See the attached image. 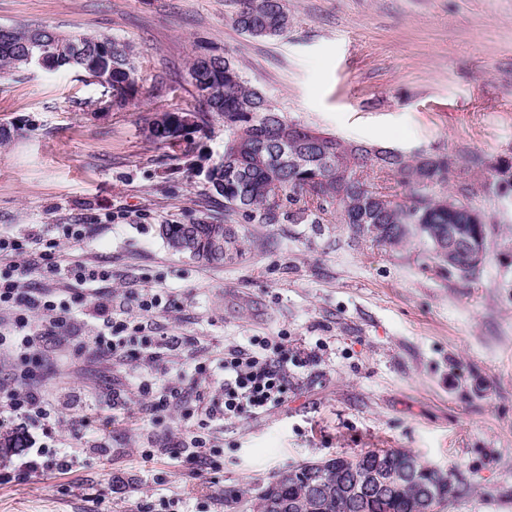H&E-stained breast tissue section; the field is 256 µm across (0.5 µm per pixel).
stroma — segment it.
<instances>
[{"instance_id": "1", "label": "stroma", "mask_w": 512, "mask_h": 512, "mask_svg": "<svg viewBox=\"0 0 512 512\" xmlns=\"http://www.w3.org/2000/svg\"><path fill=\"white\" fill-rule=\"evenodd\" d=\"M291 29L258 39L232 24L233 0H0V24L43 25L129 42L136 104L111 107L91 77L28 69L0 76V234L34 224H89L60 258L106 269L113 301L171 289L153 321L206 361L239 336L288 332L323 344L299 369L287 406L227 428L152 411L134 377L204 397L216 381L183 353L147 366L74 354L48 336L32 386L59 410L55 433L18 415L0 423V473L39 459L41 472L0 483V512H250L277 472L310 460L400 448L452 470L460 492L439 512H512V197L477 193L495 231L479 269L436 267L423 245L350 242L335 224H241L237 262L173 252L159 229L220 220L224 199L203 169L224 153V124L184 156L144 134L153 113L191 103L190 62L230 54L246 80L292 121L347 140L478 157L472 178L512 157V0H286ZM127 391L125 409L112 391ZM210 433L205 469L171 448ZM78 449L70 470L54 467Z\"/></svg>"}]
</instances>
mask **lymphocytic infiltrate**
Wrapping results in <instances>:
<instances>
[{
	"label": "lymphocytic infiltrate",
	"mask_w": 512,
	"mask_h": 512,
	"mask_svg": "<svg viewBox=\"0 0 512 512\" xmlns=\"http://www.w3.org/2000/svg\"><path fill=\"white\" fill-rule=\"evenodd\" d=\"M88 230L85 224H44L32 230L22 244L0 236V254L11 258L9 266L0 270V309L15 314L9 330H0V350L17 353L19 378L33 375L32 354L42 337L69 333L75 318L91 300L101 296V283L110 278L109 271L56 256L60 239L82 237ZM33 245L40 249L35 257L29 251ZM28 274L69 281L70 293L61 298L48 291L21 287V276ZM99 311L96 326L78 343L76 353L108 351L119 361H126V334L132 329L143 330L142 321H131L124 312L108 305L100 306ZM317 357V351L291 347L284 332L250 336L229 345L211 369L222 378V395L200 402V413L228 426L244 413L257 416L285 407L296 370ZM15 413L34 417L50 430L59 423L57 407L47 395L34 388L19 390L0 382V417Z\"/></svg>",
	"instance_id": "1"
}]
</instances>
